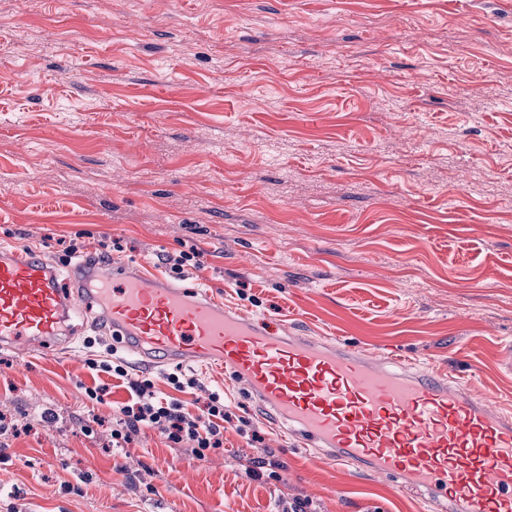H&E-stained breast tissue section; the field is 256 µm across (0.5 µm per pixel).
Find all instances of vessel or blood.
Listing matches in <instances>:
<instances>
[{"mask_svg": "<svg viewBox=\"0 0 512 512\" xmlns=\"http://www.w3.org/2000/svg\"><path fill=\"white\" fill-rule=\"evenodd\" d=\"M61 288L38 252L0 246V348L61 341L74 303L140 362L217 363L303 448L417 490L441 512H512V410L451 369L292 336L207 290L85 260Z\"/></svg>", "mask_w": 512, "mask_h": 512, "instance_id": "obj_1", "label": "vessel or blood"}]
</instances>
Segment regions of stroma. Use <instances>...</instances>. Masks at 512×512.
I'll return each instance as SVG.
<instances>
[{"label":"stroma","instance_id":"1","mask_svg":"<svg viewBox=\"0 0 512 512\" xmlns=\"http://www.w3.org/2000/svg\"><path fill=\"white\" fill-rule=\"evenodd\" d=\"M65 241L158 274L196 246L183 287L512 408V0H0V245ZM69 325L0 349V512H426L294 447L214 367L180 365L178 394L95 311ZM91 359L193 413L221 390L252 432L202 456L155 431L113 447L129 392ZM202 253L196 247L190 246L188 250H181L178 253H167L160 258L168 273L183 277L187 269H199Z\"/></svg>","mask_w":512,"mask_h":512}]
</instances>
